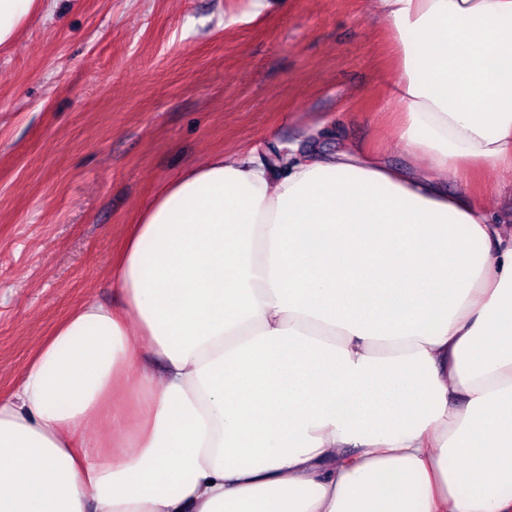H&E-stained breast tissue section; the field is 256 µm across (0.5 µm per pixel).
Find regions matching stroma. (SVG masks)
<instances>
[{
  "mask_svg": "<svg viewBox=\"0 0 512 512\" xmlns=\"http://www.w3.org/2000/svg\"><path fill=\"white\" fill-rule=\"evenodd\" d=\"M393 73L372 0H52L0 48V397L84 301L119 302L129 224L189 165L355 143L406 166ZM480 200L512 215V171Z\"/></svg>",
  "mask_w": 512,
  "mask_h": 512,
  "instance_id": "35a3bbf8",
  "label": "stroma"
}]
</instances>
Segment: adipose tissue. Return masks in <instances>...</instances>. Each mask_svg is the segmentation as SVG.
<instances>
[{
	"label": "adipose tissue",
	"mask_w": 512,
	"mask_h": 512,
	"mask_svg": "<svg viewBox=\"0 0 512 512\" xmlns=\"http://www.w3.org/2000/svg\"><path fill=\"white\" fill-rule=\"evenodd\" d=\"M374 4L408 166L224 153L169 181L120 302L0 397V512H512V225L445 187L512 170V0ZM48 8L0 0V47Z\"/></svg>",
	"instance_id": "ef3b65f1"
}]
</instances>
